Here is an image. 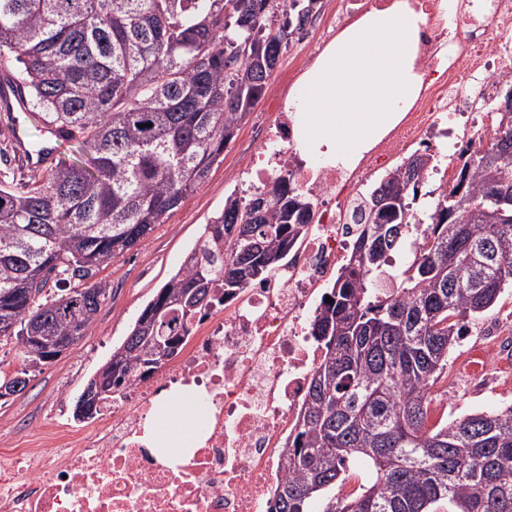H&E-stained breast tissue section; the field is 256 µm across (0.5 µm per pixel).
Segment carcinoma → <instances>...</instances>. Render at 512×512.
<instances>
[{"instance_id":"cac0c4a2","label":"carcinoma","mask_w":512,"mask_h":512,"mask_svg":"<svg viewBox=\"0 0 512 512\" xmlns=\"http://www.w3.org/2000/svg\"><path fill=\"white\" fill-rule=\"evenodd\" d=\"M317 0H0V64L31 112L81 134L86 159L60 160L18 191L0 179V341L23 348L28 384L53 361L33 336H84L106 298L83 281L163 223L224 160L262 96L293 25ZM500 136L462 159L403 279L390 273L434 155L416 151L366 196L353 253L310 323L324 355L270 512H512V405L429 425L430 390L466 320L512 286V80ZM294 175L228 196L179 270L100 366L112 394L157 372L194 323L265 281L305 236L314 203ZM487 198L506 200L496 214ZM63 296L49 294L72 280ZM332 301H326V297ZM371 477L336 496L347 462Z\"/></svg>"}]
</instances>
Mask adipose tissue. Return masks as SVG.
Listing matches in <instances>:
<instances>
[{
	"instance_id": "adipose-tissue-1",
	"label": "adipose tissue",
	"mask_w": 512,
	"mask_h": 512,
	"mask_svg": "<svg viewBox=\"0 0 512 512\" xmlns=\"http://www.w3.org/2000/svg\"><path fill=\"white\" fill-rule=\"evenodd\" d=\"M425 24L409 0H391L328 45L287 99L305 161L352 166L400 119L422 86L416 61Z\"/></svg>"
}]
</instances>
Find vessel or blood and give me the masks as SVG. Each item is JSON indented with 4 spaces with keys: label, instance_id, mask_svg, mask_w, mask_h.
<instances>
[{
    "label": "vessel or blood",
    "instance_id": "1",
    "mask_svg": "<svg viewBox=\"0 0 512 512\" xmlns=\"http://www.w3.org/2000/svg\"><path fill=\"white\" fill-rule=\"evenodd\" d=\"M0 110L15 115L12 128V141L14 151L22 164L35 172L49 168L55 156L56 146L65 139L63 130L44 124L42 138L38 143H30L28 139V122L31 114L28 102L22 88L12 80L0 81Z\"/></svg>",
    "mask_w": 512,
    "mask_h": 512
}]
</instances>
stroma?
Instances as JSON below:
<instances>
[{
  "label": "stroma",
  "instance_id": "35a3bbf8",
  "mask_svg": "<svg viewBox=\"0 0 512 512\" xmlns=\"http://www.w3.org/2000/svg\"><path fill=\"white\" fill-rule=\"evenodd\" d=\"M274 118L254 106L224 148V160L206 181L122 257L96 278L106 299L86 336L66 354L43 366L21 393L0 399V437L20 450L34 447L40 433L56 424L75 429L73 411L87 380L127 336L158 290L182 264L206 224L229 195L246 196L254 187L247 170L263 150L264 133ZM434 401L455 419L512 403V288L498 303L468 323V333L448 355V368L432 388Z\"/></svg>",
  "mask_w": 512,
  "mask_h": 512
}]
</instances>
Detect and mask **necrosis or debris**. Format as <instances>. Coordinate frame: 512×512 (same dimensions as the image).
<instances>
[{
	"instance_id": "necrosis-or-debris-1",
	"label": "necrosis or debris",
	"mask_w": 512,
	"mask_h": 512,
	"mask_svg": "<svg viewBox=\"0 0 512 512\" xmlns=\"http://www.w3.org/2000/svg\"><path fill=\"white\" fill-rule=\"evenodd\" d=\"M297 43L305 61L318 58L336 34L368 6L390 0H324ZM427 23L419 43L425 78L401 121L351 169L319 166L297 174L317 204L313 230L295 246L283 272L247 286L219 320L198 323L180 361L160 376L134 380L112 412L79 433L46 432L52 450L0 448V512H269L284 476L278 450L293 434L308 382L323 353L303 319L320 286L349 255L363 186L432 134L454 136L458 118L472 119L471 147L491 145L496 118L488 106L512 78V0H450L449 32L437 0H411ZM266 111L276 121L255 159L254 177H277L291 134L282 94ZM195 388L201 426L191 452L151 448L144 423L162 392Z\"/></svg>"
}]
</instances>
